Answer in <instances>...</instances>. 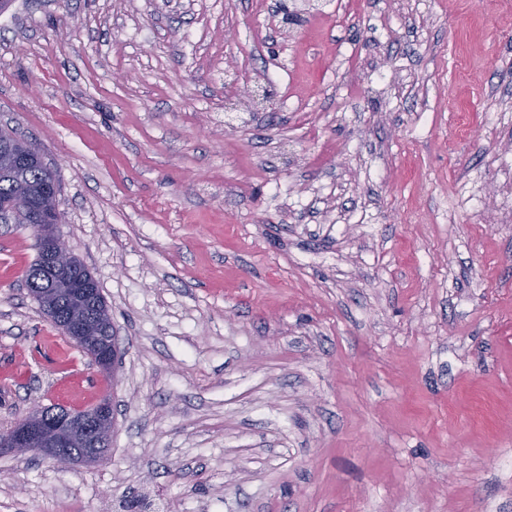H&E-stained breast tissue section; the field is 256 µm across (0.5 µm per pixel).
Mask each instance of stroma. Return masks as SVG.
<instances>
[{
    "label": "stroma",
    "instance_id": "stroma-1",
    "mask_svg": "<svg viewBox=\"0 0 512 512\" xmlns=\"http://www.w3.org/2000/svg\"><path fill=\"white\" fill-rule=\"evenodd\" d=\"M275 2L0 13V129L53 170L122 361L0 226V430L115 420L95 464L0 454V512H512V6L328 0L287 36ZM38 264L39 263L36 254L35 260L26 269L24 277L29 293L38 303L39 307L43 310L44 314H46L43 308L44 301L42 299V294L46 290V288H51L53 276L49 271L45 270L44 268L37 267ZM38 269L40 277L39 275H37Z\"/></svg>",
    "mask_w": 512,
    "mask_h": 512
}]
</instances>
